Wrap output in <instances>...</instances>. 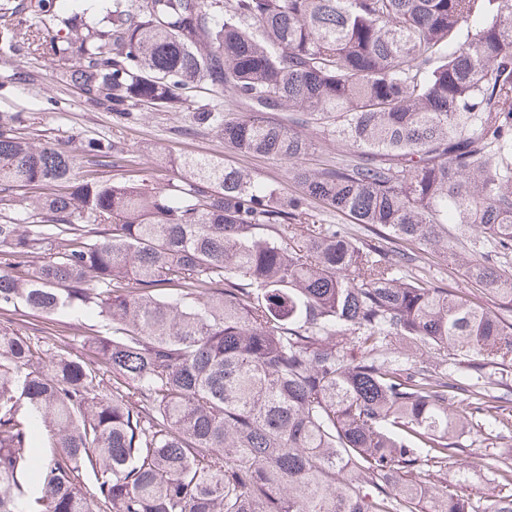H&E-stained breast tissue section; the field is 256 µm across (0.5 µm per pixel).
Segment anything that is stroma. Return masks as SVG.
I'll use <instances>...</instances> for the list:
<instances>
[{"label":"stroma","instance_id":"stroma-1","mask_svg":"<svg viewBox=\"0 0 512 512\" xmlns=\"http://www.w3.org/2000/svg\"><path fill=\"white\" fill-rule=\"evenodd\" d=\"M70 67L67 61L32 63L28 66L30 79L20 80L16 77L17 57L0 45V112L24 113L28 122L49 138L73 145L97 135L111 139L129 156L126 174L133 179L145 178L162 186L177 178L174 158L208 154L224 158L256 180L277 182L284 192L294 191L285 162L237 153L216 131L193 127V112L212 101L208 90L194 89L179 111L162 112L141 105L135 108L133 119L126 120L86 104L66 78ZM52 98L57 101L53 108L48 105ZM88 320L83 312L62 313L50 322L20 311L14 327L52 344L70 336L76 326ZM460 443L468 450L470 481L466 491L480 510L494 493L489 481L491 467L499 458L512 455V436L490 440L470 429L463 433Z\"/></svg>","mask_w":512,"mask_h":512}]
</instances>
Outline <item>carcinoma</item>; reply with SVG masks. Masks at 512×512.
I'll list each match as a JSON object with an SVG mask.
<instances>
[{"label":"carcinoma","instance_id":"1","mask_svg":"<svg viewBox=\"0 0 512 512\" xmlns=\"http://www.w3.org/2000/svg\"><path fill=\"white\" fill-rule=\"evenodd\" d=\"M0 17L20 62L75 58L72 85L123 118L201 83L232 94L245 111L194 124L298 186L199 154L156 187L118 175L110 139L72 148L0 114V512H476L459 438L487 414L512 431V389L458 400L423 357L512 370V0H72L66 17L6 0ZM308 128L336 164H302ZM314 201L365 236L302 223ZM423 254L498 309L412 272ZM21 308L97 321L46 348L9 326ZM491 481L483 512H512L511 457Z\"/></svg>","mask_w":512,"mask_h":512}]
</instances>
